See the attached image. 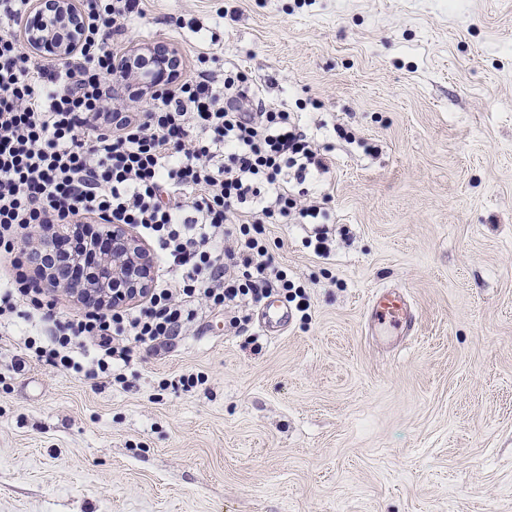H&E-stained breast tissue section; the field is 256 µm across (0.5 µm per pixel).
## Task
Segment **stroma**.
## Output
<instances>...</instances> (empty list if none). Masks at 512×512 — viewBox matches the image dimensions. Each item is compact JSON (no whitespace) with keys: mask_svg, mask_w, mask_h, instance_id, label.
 I'll return each mask as SVG.
<instances>
[{"mask_svg":"<svg viewBox=\"0 0 512 512\" xmlns=\"http://www.w3.org/2000/svg\"><path fill=\"white\" fill-rule=\"evenodd\" d=\"M142 9L115 51L172 44L185 79L208 53L301 117L330 253L267 225L307 311L277 335L258 305L206 314L121 384L0 331V512H512V0ZM385 287L409 336L367 325Z\"/></svg>","mask_w":512,"mask_h":512,"instance_id":"1","label":"stroma"}]
</instances>
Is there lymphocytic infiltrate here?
Segmentation results:
<instances>
[{
    "label": "lymphocytic infiltrate",
    "mask_w": 512,
    "mask_h": 512,
    "mask_svg": "<svg viewBox=\"0 0 512 512\" xmlns=\"http://www.w3.org/2000/svg\"><path fill=\"white\" fill-rule=\"evenodd\" d=\"M28 0H0V252L13 257L0 283V325L19 311L38 316L28 356L89 379L122 381L133 347L153 349L207 312L246 307L279 289L305 293L278 266L266 224H303L320 206L298 204L291 180L326 171L327 157L298 117L275 104L253 107L246 75L216 70L199 54L195 73L142 112L109 107L112 37L142 0H82L86 35L68 61L42 64L10 32ZM96 217L139 228L166 268L142 304L90 307L60 319L16 250L34 228L70 224L57 253L69 274L112 244L85 226Z\"/></svg>",
    "instance_id": "lymphocytic-infiltrate-1"
}]
</instances>
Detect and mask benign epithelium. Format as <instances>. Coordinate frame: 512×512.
<instances>
[{
  "instance_id": "obj_1",
  "label": "benign epithelium",
  "mask_w": 512,
  "mask_h": 512,
  "mask_svg": "<svg viewBox=\"0 0 512 512\" xmlns=\"http://www.w3.org/2000/svg\"><path fill=\"white\" fill-rule=\"evenodd\" d=\"M85 35V18L78 0H33L23 27L26 49L47 60L71 58ZM178 50L167 43L133 46L119 56L116 67L125 80L139 88L133 100L144 101L160 89L175 86L180 77ZM98 234L112 241V254L99 262L89 283L60 274L56 264L46 268L40 281L46 292L62 290L76 301L93 298L103 306L135 303L152 284L153 258L127 224H103Z\"/></svg>"
}]
</instances>
